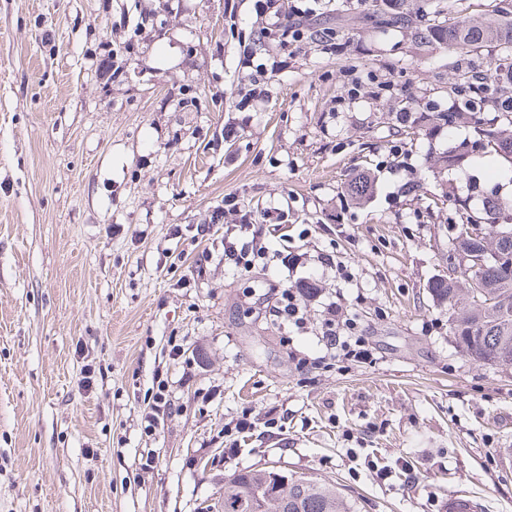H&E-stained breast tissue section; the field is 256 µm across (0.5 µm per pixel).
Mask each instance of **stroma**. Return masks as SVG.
<instances>
[{"label":"stroma","mask_w":512,"mask_h":512,"mask_svg":"<svg viewBox=\"0 0 512 512\" xmlns=\"http://www.w3.org/2000/svg\"><path fill=\"white\" fill-rule=\"evenodd\" d=\"M254 4L0 0V512H206L269 465L358 512H442L451 489L512 512V374L464 356L429 291L456 199L512 200L495 153L431 160L512 114L416 124L458 101L457 57L364 26L371 0H322L336 55L266 39ZM304 284L309 319L346 307L376 363L273 316Z\"/></svg>","instance_id":"1"}]
</instances>
